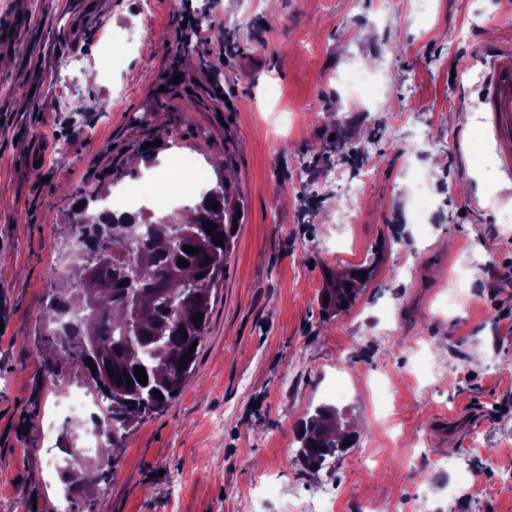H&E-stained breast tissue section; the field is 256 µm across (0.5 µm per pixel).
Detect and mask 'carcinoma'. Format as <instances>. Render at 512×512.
<instances>
[{"instance_id":"carcinoma-1","label":"carcinoma","mask_w":512,"mask_h":512,"mask_svg":"<svg viewBox=\"0 0 512 512\" xmlns=\"http://www.w3.org/2000/svg\"><path fill=\"white\" fill-rule=\"evenodd\" d=\"M225 191L221 178L189 214L156 220L102 210L92 217L91 204L104 195L78 196L85 205L75 211L79 220L73 228L85 248L69 255L67 287L53 291L40 318L57 341L60 358L78 366L107 401L112 457L63 471L66 484L91 489L107 481L129 430L163 411L185 384L196 359L190 346L204 335L213 285L224 270L232 237L233 225L224 223ZM208 220L216 226L211 233L205 230ZM220 233L221 246L213 242ZM186 245L198 253L186 252ZM107 248L115 254L103 262L99 257ZM180 259L189 266H178ZM353 288L347 280L329 281L323 292L327 305L342 309V302H351ZM197 316L200 320L193 321ZM137 367L145 370L147 384L135 377ZM124 374L132 384L117 383V376ZM155 390L163 399L154 397ZM341 426V415L331 405L319 406L301 422L298 454L308 468L320 469L341 451L348 438Z\"/></svg>"}]
</instances>
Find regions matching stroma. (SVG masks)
<instances>
[{"label": "stroma", "mask_w": 512, "mask_h": 512, "mask_svg": "<svg viewBox=\"0 0 512 512\" xmlns=\"http://www.w3.org/2000/svg\"><path fill=\"white\" fill-rule=\"evenodd\" d=\"M79 2L0 0V512H307L325 486L334 512H512V181L482 103L512 0ZM187 14L226 32L190 66ZM153 141L158 167L224 182L238 227L185 389L70 493L45 458L94 386L48 377L38 313L77 196L135 182ZM364 169L348 198L299 179ZM323 404L358 431L306 470L297 428ZM354 285L348 280L332 281L330 280L327 288L323 292L324 297H328V302H325L329 306L336 307L341 310L342 302L346 301L347 305L351 302Z\"/></svg>", "instance_id": "1"}]
</instances>
